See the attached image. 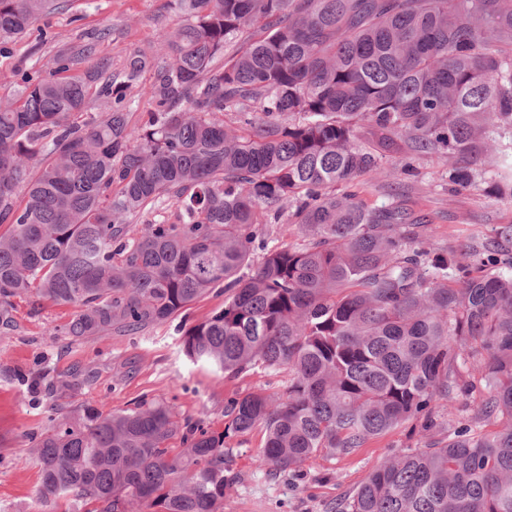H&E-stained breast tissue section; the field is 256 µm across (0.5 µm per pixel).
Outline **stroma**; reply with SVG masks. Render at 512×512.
Segmentation results:
<instances>
[{
  "instance_id": "1",
  "label": "stroma",
  "mask_w": 512,
  "mask_h": 512,
  "mask_svg": "<svg viewBox=\"0 0 512 512\" xmlns=\"http://www.w3.org/2000/svg\"><path fill=\"white\" fill-rule=\"evenodd\" d=\"M179 22L170 0H74L69 10L41 17L21 39L0 44V98L24 77H49L58 53L80 48L89 34L105 29L109 35L97 53L110 58L113 69H121L135 53L151 62L128 91L130 124L139 126L149 109L144 90L166 61L164 38ZM413 167V174H405L398 157L387 158L363 177L359 192L369 206L398 205L428 222L432 233L425 240L427 248L448 253L478 246L493 240L501 225L512 224V197L490 188L493 164H486L476 186L460 193L449 191L448 167L437 156H416ZM222 303V298L209 296L175 320L78 342L49 333L71 317L72 308L48 305L35 317L19 310L14 330L0 335V512L41 510L36 497L39 467L30 448L48 425L49 404L37 379L53 380L66 406L119 412L162 398L180 416L215 429L223 427L224 402L233 394L279 393L285 375L258 372L227 380L210 365L184 355L178 324L202 321ZM83 372L87 380L74 384L75 374ZM426 441L405 425L355 456L311 458L299 477L286 479L255 470L252 457L263 444L261 431L230 436L225 443L237 454L243 476L226 494L224 512H328L390 453Z\"/></svg>"
}]
</instances>
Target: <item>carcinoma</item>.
I'll use <instances>...</instances> for the list:
<instances>
[{"mask_svg":"<svg viewBox=\"0 0 512 512\" xmlns=\"http://www.w3.org/2000/svg\"><path fill=\"white\" fill-rule=\"evenodd\" d=\"M168 62L129 124L124 90L149 66L57 56L0 105V335L20 302L76 313L73 341L164 322L209 295L183 350L226 378L284 373L277 397L224 402V428L164 401L62 411L32 439L49 512H223L241 479L230 435H265L256 468L297 475L405 423L446 432L389 455L330 512H512V225L483 252L430 256L425 223L355 188L390 154H436L457 190L482 154L512 196V0H174ZM69 0H0V43ZM107 110L84 117L92 84ZM237 112L241 125L224 123ZM170 199L185 219H129ZM288 209L303 237L258 231ZM481 368L486 397L444 429ZM494 426L476 430V425ZM177 440L181 447L170 448Z\"/></svg>","mask_w":512,"mask_h":512,"instance_id":"1","label":"carcinoma"}]
</instances>
